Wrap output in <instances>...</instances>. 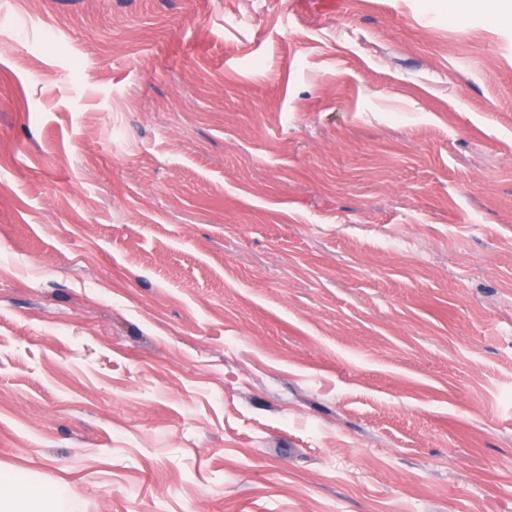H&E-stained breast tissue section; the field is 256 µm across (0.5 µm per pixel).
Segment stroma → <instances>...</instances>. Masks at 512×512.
<instances>
[{"label":"stroma","mask_w":512,"mask_h":512,"mask_svg":"<svg viewBox=\"0 0 512 512\" xmlns=\"http://www.w3.org/2000/svg\"><path fill=\"white\" fill-rule=\"evenodd\" d=\"M512 0H0V474L54 512H512Z\"/></svg>","instance_id":"stroma-1"}]
</instances>
